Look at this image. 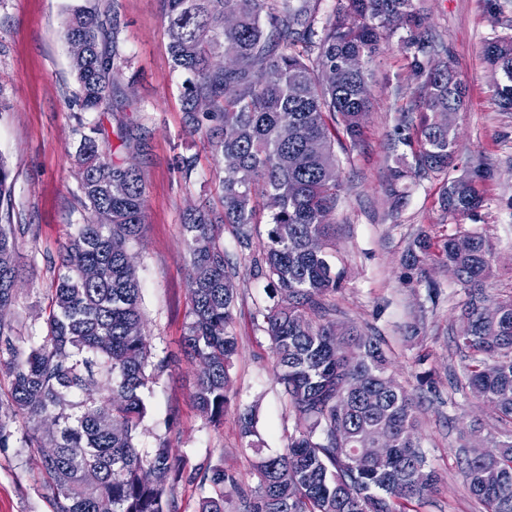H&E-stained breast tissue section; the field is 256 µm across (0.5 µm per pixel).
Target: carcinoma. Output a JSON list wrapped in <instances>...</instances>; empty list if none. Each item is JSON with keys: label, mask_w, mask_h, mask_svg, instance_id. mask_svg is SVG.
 I'll list each match as a JSON object with an SVG mask.
<instances>
[{"label": "carcinoma", "mask_w": 512, "mask_h": 512, "mask_svg": "<svg viewBox=\"0 0 512 512\" xmlns=\"http://www.w3.org/2000/svg\"><path fill=\"white\" fill-rule=\"evenodd\" d=\"M316 2L224 0L220 11L213 0H164L173 66L187 74L180 88L184 126L205 133L224 163L221 209L205 206L182 218L191 317L184 346L206 364L194 398L213 423L230 403L236 288L221 229L232 225L245 251L264 222L269 228L256 273L270 280L273 296L259 315L296 430L283 452L264 454L255 412L237 411L241 440L255 449L258 478L238 512H417L414 504L438 482L418 433V401L389 372L382 336L330 318L328 297L340 286V273L329 260L328 217L341 188L329 177L336 140L360 139L371 65L393 30L420 26V12L414 0H344L333 21L319 28ZM63 29L66 41L87 45V59L74 68L81 108L107 109L120 63L116 17L92 3L69 14ZM405 49L421 101L417 139L403 144L415 146L417 171L446 176L457 144L453 125L441 118L463 108L466 88L444 58L443 43L412 34ZM483 55L503 77L499 108L512 112V40L486 43ZM350 58L359 60L357 68L347 66ZM77 155L90 216L60 254L41 332L21 336L0 320V371L10 382L8 401L0 402V448L16 442L54 449L40 456L54 512H171L165 492L183 476L204 490L199 512H224V469L185 476L166 441L150 450L136 443L144 391L169 364L163 357L147 371L141 288L127 252L144 223L146 183L136 166L114 161L94 136H82ZM407 173L404 161L391 169L397 198ZM9 177L0 158V207L11 202ZM440 200L452 214L482 206L467 176L444 180ZM26 231L23 224L0 228V307L15 301V251ZM467 238L468 249L459 251L454 236L435 246L418 235L403 261L421 282L432 256L458 272L466 295L454 336L462 378L496 412L505 439L495 442L499 454L477 460L463 447L456 460L485 512H512V298L496 303L498 319L485 317L493 244L477 232ZM18 422L24 424L19 438ZM373 432L392 441L382 461L365 455L363 440Z\"/></svg>", "instance_id": "carcinoma-1"}]
</instances>
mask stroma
Returning <instances> with one entry per match:
<instances>
[{"instance_id": "stroma-1", "label": "stroma", "mask_w": 512, "mask_h": 512, "mask_svg": "<svg viewBox=\"0 0 512 512\" xmlns=\"http://www.w3.org/2000/svg\"><path fill=\"white\" fill-rule=\"evenodd\" d=\"M425 17L426 36L448 48V62L467 87L455 115L458 174L473 178L484 198L472 216L445 212L441 180L417 172L405 180L401 203L388 195V172L409 147L400 132L416 128L413 109L419 80L408 65L406 30L383 45L370 80L372 108L355 146L337 149L341 183L330 222L335 226L332 262L342 285L329 298L337 323L372 329L391 351L390 372L421 398L417 410L429 468L440 476L420 512H482L456 466L458 448L469 445L472 429L482 444L498 432L495 412L468 389L448 386L449 371L461 368L452 338L459 328L465 292L447 268L429 261L438 289L430 300L403 263L406 246L418 234L434 239L477 231L495 247L486 282L492 300L512 297V112L496 105L497 82L484 56L485 43L512 39V0H414ZM88 0H0V158L10 170L11 221L29 233L19 239L16 263L21 279L7 312L22 335L38 330L49 311L59 253L88 215L77 180L75 153L90 127L101 131L114 160L134 163L146 180L142 232L131 241L141 287L144 331L154 358L170 363L144 394L148 413L139 430L140 447L170 443L185 470L223 466L225 512H236L240 492L255 489V454L242 445L237 410L256 411L267 454L283 452L295 432L276 380L271 341L255 320L269 306L264 278L256 276L259 250L237 246L232 226L223 233L224 256L237 289L234 329L238 349L231 369V403L221 424L208 421L193 402L198 361L185 356L182 338L190 321V256L181 220L204 202L218 203L223 164L205 134L185 132L180 111L181 74L169 54L161 0H100L116 7L118 44L126 62L116 73L112 107L83 111L71 67L63 22ZM197 155L192 176L177 166L181 155ZM35 448H0V512H53Z\"/></svg>"}]
</instances>
